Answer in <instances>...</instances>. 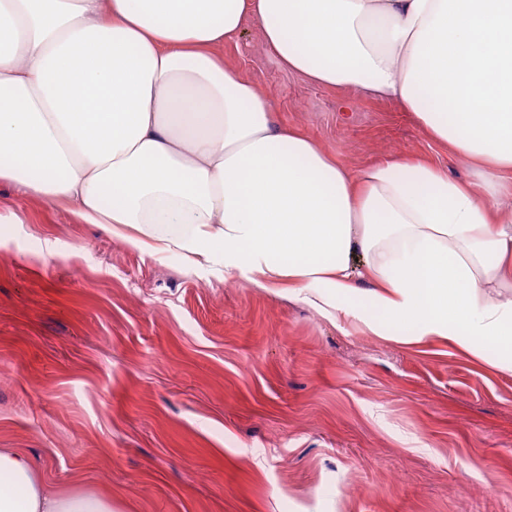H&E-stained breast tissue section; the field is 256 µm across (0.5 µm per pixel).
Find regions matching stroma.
<instances>
[{
    "label": "stroma",
    "mask_w": 512,
    "mask_h": 512,
    "mask_svg": "<svg viewBox=\"0 0 512 512\" xmlns=\"http://www.w3.org/2000/svg\"><path fill=\"white\" fill-rule=\"evenodd\" d=\"M224 60L349 170L414 157L479 181L394 101L284 69L256 23ZM492 360L362 335L0 183V448L117 512H512Z\"/></svg>",
    "instance_id": "obj_1"
}]
</instances>
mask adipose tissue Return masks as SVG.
<instances>
[{"mask_svg": "<svg viewBox=\"0 0 512 512\" xmlns=\"http://www.w3.org/2000/svg\"><path fill=\"white\" fill-rule=\"evenodd\" d=\"M250 20L288 71L401 104L481 188L421 160L352 174L277 124L224 61ZM510 171L512 0H0V182L361 334L512 354ZM0 512L112 500L0 448Z\"/></svg>", "mask_w": 512, "mask_h": 512, "instance_id": "adipose-tissue-1", "label": "adipose tissue"}]
</instances>
